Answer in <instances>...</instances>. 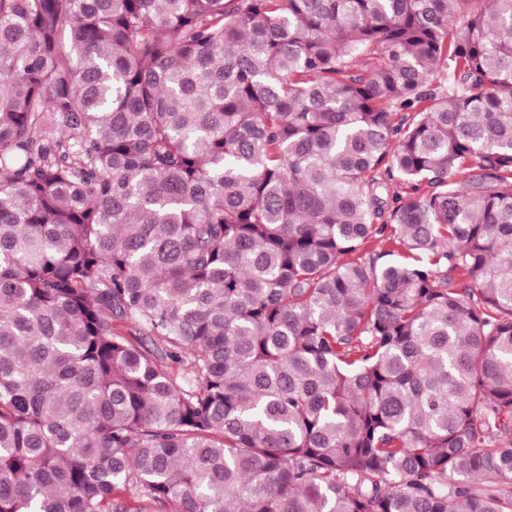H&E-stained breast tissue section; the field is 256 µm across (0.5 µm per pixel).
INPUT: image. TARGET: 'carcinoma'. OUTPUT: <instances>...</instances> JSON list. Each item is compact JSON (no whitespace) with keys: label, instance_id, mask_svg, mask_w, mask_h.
<instances>
[{"label":"carcinoma","instance_id":"obj_1","mask_svg":"<svg viewBox=\"0 0 512 512\" xmlns=\"http://www.w3.org/2000/svg\"><path fill=\"white\" fill-rule=\"evenodd\" d=\"M501 482L512 0H0V512Z\"/></svg>","mask_w":512,"mask_h":512}]
</instances>
